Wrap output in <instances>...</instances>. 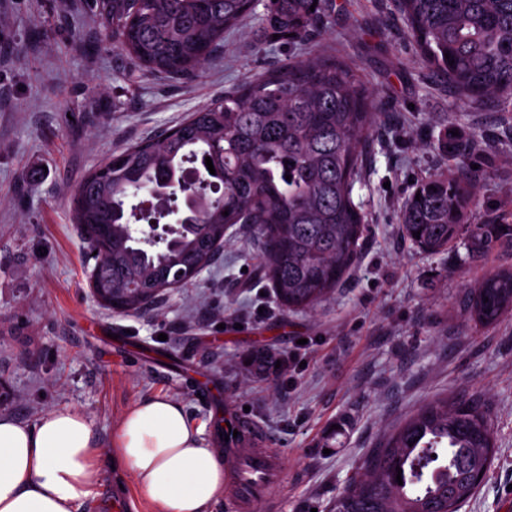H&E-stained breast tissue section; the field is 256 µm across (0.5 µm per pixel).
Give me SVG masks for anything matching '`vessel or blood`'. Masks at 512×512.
I'll list each match as a JSON object with an SVG mask.
<instances>
[{
    "instance_id": "obj_1",
    "label": "vessel or blood",
    "mask_w": 512,
    "mask_h": 512,
    "mask_svg": "<svg viewBox=\"0 0 512 512\" xmlns=\"http://www.w3.org/2000/svg\"><path fill=\"white\" fill-rule=\"evenodd\" d=\"M225 489L230 512H268L271 490L286 479L285 458L263 433L242 431L225 448Z\"/></svg>"
}]
</instances>
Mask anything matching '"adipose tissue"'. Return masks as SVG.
I'll list each match as a JSON object with an SVG mask.
<instances>
[{
  "label": "adipose tissue",
  "mask_w": 512,
  "mask_h": 512,
  "mask_svg": "<svg viewBox=\"0 0 512 512\" xmlns=\"http://www.w3.org/2000/svg\"><path fill=\"white\" fill-rule=\"evenodd\" d=\"M109 457L128 470L158 512H211L224 494V456L183 405L167 396L135 403ZM93 429L80 412L53 410L38 425L0 417V512H79L99 482Z\"/></svg>",
  "instance_id": "ef3b65f1"
}]
</instances>
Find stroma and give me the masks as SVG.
<instances>
[{"label":"stroma","instance_id":"obj_1","mask_svg":"<svg viewBox=\"0 0 512 512\" xmlns=\"http://www.w3.org/2000/svg\"><path fill=\"white\" fill-rule=\"evenodd\" d=\"M305 48L271 46L244 26L191 77L139 71L108 40L91 0H0V415L36 425L71 408L91 423L102 455L123 414L165 395L208 441L227 415L249 414L287 465L279 512H331L374 448L431 399L474 398L490 413L497 455L461 512H504L512 484V312L476 323L464 299L512 268V251L481 257L465 243L430 254L402 231L401 213L432 175L457 174L450 144L476 180L474 224L512 216V109L473 104L422 67L398 0H327ZM342 55L373 99L375 121L354 201L365 238L334 295L310 310L280 308L258 268L253 225L192 282L136 314L107 309L71 199L113 153L157 136L262 72ZM307 340L305 367L288 351ZM279 368L260 374L253 354ZM206 383L200 399L185 375ZM122 484L130 512H156L131 472L103 467L82 512H113Z\"/></svg>","mask_w":512,"mask_h":512}]
</instances>
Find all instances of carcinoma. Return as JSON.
<instances>
[{
  "mask_svg": "<svg viewBox=\"0 0 512 512\" xmlns=\"http://www.w3.org/2000/svg\"><path fill=\"white\" fill-rule=\"evenodd\" d=\"M97 5L133 66L166 75L198 71L256 19L251 0ZM324 7L325 0H268L260 29L269 42L302 46ZM399 8L425 68L469 101L512 102V0H399ZM373 122L370 95L351 67L320 52L270 69L160 137L112 155L72 199L74 223L97 251L90 288L110 308L138 312L209 267L230 226L252 224L281 307L301 310L328 299L354 265L366 230L353 192ZM190 161L200 162V191L217 197L201 223L171 226L174 247L155 249L130 232L136 214L128 194L166 176L179 182ZM418 192L420 200L405 204L401 224L419 248L442 252L465 235L472 255L512 250V224L467 223L474 184L436 175ZM468 305L481 324L512 310V270L482 279L470 289ZM495 454L483 404L435 399L388 434L370 458L369 474L336 498L332 512H459Z\"/></svg>",
  "mask_w": 512,
  "mask_h": 512,
  "instance_id": "1",
  "label": "carcinoma"
}]
</instances>
